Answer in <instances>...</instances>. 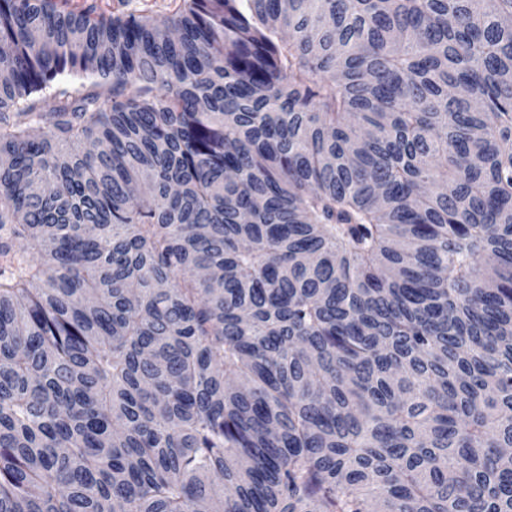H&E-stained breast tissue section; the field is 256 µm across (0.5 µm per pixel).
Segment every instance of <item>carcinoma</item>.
<instances>
[{"label":"carcinoma","instance_id":"carcinoma-1","mask_svg":"<svg viewBox=\"0 0 512 512\" xmlns=\"http://www.w3.org/2000/svg\"><path fill=\"white\" fill-rule=\"evenodd\" d=\"M0 0V512H512V0ZM70 5H96V14L106 17L127 13L136 8L143 14L155 16L159 19L171 17L181 0H70ZM78 1V2H75Z\"/></svg>","mask_w":512,"mask_h":512}]
</instances>
